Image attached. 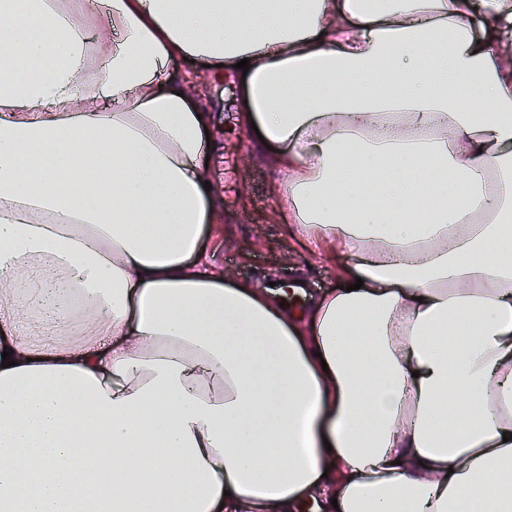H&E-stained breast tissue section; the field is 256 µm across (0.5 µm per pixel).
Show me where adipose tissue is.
Listing matches in <instances>:
<instances>
[{
  "label": "adipose tissue",
  "instance_id": "adipose-tissue-1",
  "mask_svg": "<svg viewBox=\"0 0 512 512\" xmlns=\"http://www.w3.org/2000/svg\"><path fill=\"white\" fill-rule=\"evenodd\" d=\"M173 57L249 61L304 311L205 264ZM4 347L0 512H512V0H0Z\"/></svg>",
  "mask_w": 512,
  "mask_h": 512
}]
</instances>
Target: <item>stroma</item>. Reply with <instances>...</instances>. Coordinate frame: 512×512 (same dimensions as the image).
<instances>
[{
  "instance_id": "1",
  "label": "stroma",
  "mask_w": 512,
  "mask_h": 512,
  "mask_svg": "<svg viewBox=\"0 0 512 512\" xmlns=\"http://www.w3.org/2000/svg\"><path fill=\"white\" fill-rule=\"evenodd\" d=\"M170 66L188 74L193 101L216 119L204 170L216 202V219L201 239L207 265L259 288L272 282L285 287L299 279L313 297L336 288L340 263L324 257L317 246L301 244L282 221L281 173L271 150L240 123L242 90L235 75L183 60Z\"/></svg>"
}]
</instances>
